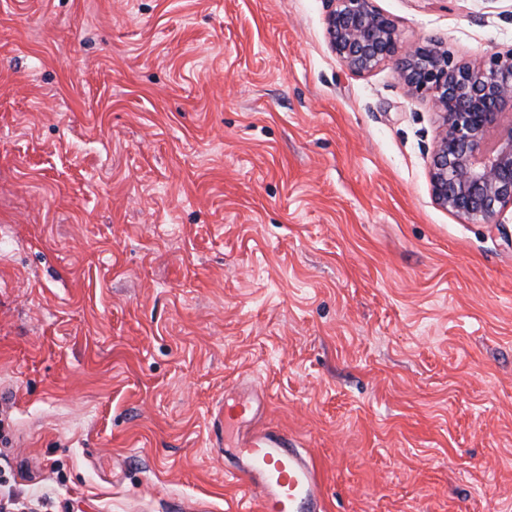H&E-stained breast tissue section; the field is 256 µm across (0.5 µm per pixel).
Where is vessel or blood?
Segmentation results:
<instances>
[{"instance_id": "b4317fda", "label": "vessel or blood", "mask_w": 512, "mask_h": 512, "mask_svg": "<svg viewBox=\"0 0 512 512\" xmlns=\"http://www.w3.org/2000/svg\"><path fill=\"white\" fill-rule=\"evenodd\" d=\"M225 478L246 487L258 512H326L320 472L311 453L272 429L239 437L225 449Z\"/></svg>"}]
</instances>
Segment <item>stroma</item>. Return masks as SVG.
<instances>
[{
	"mask_svg": "<svg viewBox=\"0 0 512 512\" xmlns=\"http://www.w3.org/2000/svg\"><path fill=\"white\" fill-rule=\"evenodd\" d=\"M512 49V0H374ZM323 0H0V493L237 512L263 394L327 512H512V209L437 206L439 117Z\"/></svg>",
	"mask_w": 512,
	"mask_h": 512,
	"instance_id": "obj_1",
	"label": "stroma"
}]
</instances>
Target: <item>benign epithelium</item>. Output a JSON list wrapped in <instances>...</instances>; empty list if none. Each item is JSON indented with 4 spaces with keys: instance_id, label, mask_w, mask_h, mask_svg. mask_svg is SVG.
<instances>
[{
    "instance_id": "7a95c632",
    "label": "benign epithelium",
    "mask_w": 512,
    "mask_h": 512,
    "mask_svg": "<svg viewBox=\"0 0 512 512\" xmlns=\"http://www.w3.org/2000/svg\"><path fill=\"white\" fill-rule=\"evenodd\" d=\"M330 45L352 73L385 62L414 97H428L442 124L430 164L434 202L490 223L512 208V49L460 62L439 40L404 49L394 21L373 0H325Z\"/></svg>"
}]
</instances>
